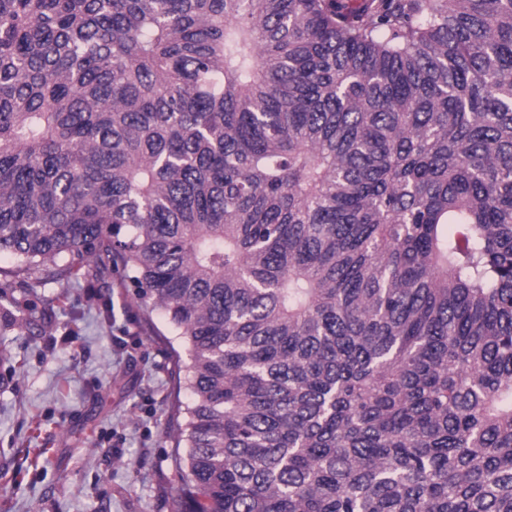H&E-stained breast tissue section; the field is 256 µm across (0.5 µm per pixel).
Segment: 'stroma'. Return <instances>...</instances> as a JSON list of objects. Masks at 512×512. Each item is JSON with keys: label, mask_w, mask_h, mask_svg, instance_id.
<instances>
[{"label": "stroma", "mask_w": 512, "mask_h": 512, "mask_svg": "<svg viewBox=\"0 0 512 512\" xmlns=\"http://www.w3.org/2000/svg\"><path fill=\"white\" fill-rule=\"evenodd\" d=\"M45 317L0 325V506L7 512H186L167 431L188 355L123 271L49 281ZM40 448L37 465L24 448Z\"/></svg>", "instance_id": "1"}]
</instances>
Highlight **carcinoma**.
<instances>
[{
  "instance_id": "cac0c4a2",
  "label": "carcinoma",
  "mask_w": 512,
  "mask_h": 512,
  "mask_svg": "<svg viewBox=\"0 0 512 512\" xmlns=\"http://www.w3.org/2000/svg\"><path fill=\"white\" fill-rule=\"evenodd\" d=\"M0 254L183 339L190 512H512V0H0Z\"/></svg>"
}]
</instances>
